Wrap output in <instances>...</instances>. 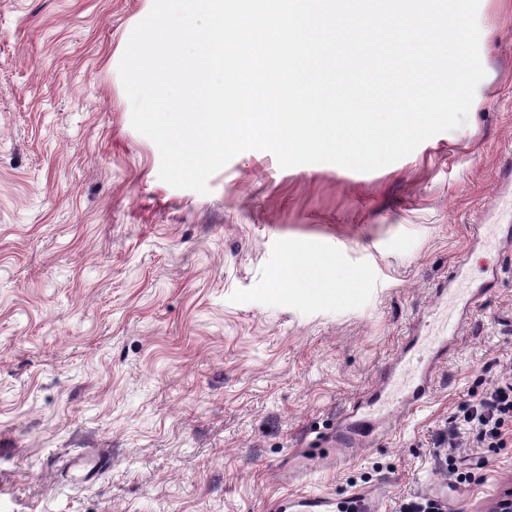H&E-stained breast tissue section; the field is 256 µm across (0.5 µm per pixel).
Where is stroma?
<instances>
[{"label": "stroma", "mask_w": 512, "mask_h": 512, "mask_svg": "<svg viewBox=\"0 0 512 512\" xmlns=\"http://www.w3.org/2000/svg\"><path fill=\"white\" fill-rule=\"evenodd\" d=\"M153 0H0V512H277L299 491L443 493L494 512L512 446L449 442L459 402L512 379V247L468 246L507 201L512 0H480L465 125L372 172L248 150L210 194L158 177L118 64ZM318 298L285 275L309 257ZM480 288L421 408L343 464L298 448L379 381L448 272ZM496 285L482 289L489 271ZM95 452L92 481L71 458Z\"/></svg>", "instance_id": "obj_1"}]
</instances>
